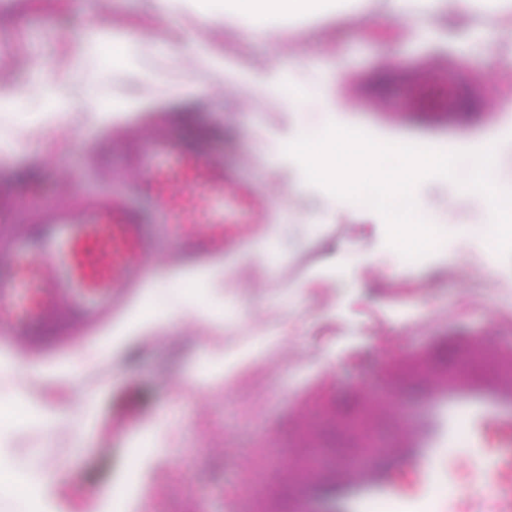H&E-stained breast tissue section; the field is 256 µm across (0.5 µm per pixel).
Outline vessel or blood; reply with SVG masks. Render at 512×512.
<instances>
[{"instance_id":"vessel-or-blood-1","label":"vessel or blood","mask_w":512,"mask_h":512,"mask_svg":"<svg viewBox=\"0 0 512 512\" xmlns=\"http://www.w3.org/2000/svg\"><path fill=\"white\" fill-rule=\"evenodd\" d=\"M435 72L401 75V96L378 108L402 126L455 128L472 93ZM169 126L160 116L117 129L136 152L110 190L27 200L0 175V214L16 218L0 225L1 368L61 358L124 318L155 270L218 263L267 232L270 197ZM172 237L179 248H166ZM293 425V450L267 465L276 488L255 482L224 512H457L462 489L478 512H512V352L487 360L479 332L454 337L450 353L432 339L390 362L381 392L360 390L357 414L330 407ZM340 437L349 454L332 453Z\"/></svg>"}]
</instances>
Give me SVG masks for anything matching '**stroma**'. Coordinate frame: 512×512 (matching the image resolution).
Here are the masks:
<instances>
[{
  "label": "stroma",
  "mask_w": 512,
  "mask_h": 512,
  "mask_svg": "<svg viewBox=\"0 0 512 512\" xmlns=\"http://www.w3.org/2000/svg\"><path fill=\"white\" fill-rule=\"evenodd\" d=\"M454 0L428 11L411 0L407 13L425 18L436 36L423 42L383 0H313L294 17L264 15L260 33L242 36L233 0H0V18L13 41L0 46V88H24L19 106L0 111V170L27 199L67 200L97 186L89 154L115 128L112 107L138 93L154 110L177 117L175 135L206 132L226 161L248 158L243 181L268 191L276 204L272 233L240 245L226 275L192 278L157 273L133 318H150L151 330L118 356L100 357L118 377L101 391L93 414L70 378L74 361L43 368L19 404V376L0 373L10 391L0 394V421L8 422L0 451L8 479L0 482V512H27L13 483L26 477L31 454L49 469L67 467V479L37 488L31 497L54 512H100L103 492L131 484L147 497L146 512H224L270 458L286 455L288 410L318 414L328 405L355 413L357 388L379 389L388 363L428 340L410 329L400 302L415 296L420 315L459 320L485 331L488 352L512 350V258L475 248L469 205L488 211L480 195L431 178L416 189L424 217L442 230L439 246L452 258L434 272L429 259L406 261L386 242L381 217L364 205L336 199L305 183L285 145L331 122L327 104L339 106L348 126L392 142L397 131L373 123L366 108L343 107L349 86L394 62L434 61L442 75H464L489 102L512 94V0ZM493 19L494 33L468 48L469 25ZM122 32L155 84H141L114 62L113 32ZM239 57L249 77L250 99L207 78L209 53ZM290 74L304 96L302 112L279 103L268 86L272 72ZM72 81L75 111L58 120L45 115L42 96L27 92L34 76ZM206 78L204 93L184 95V80ZM151 110V111H154ZM149 110L127 116L144 120ZM299 193H291L292 183ZM273 343L276 362L260 359L234 385L224 383L226 354ZM66 408L64 423L45 440L38 415ZM94 433L78 447L79 424ZM151 444L135 446L141 435ZM239 448L224 454L225 443Z\"/></svg>",
  "instance_id": "1"
}]
</instances>
